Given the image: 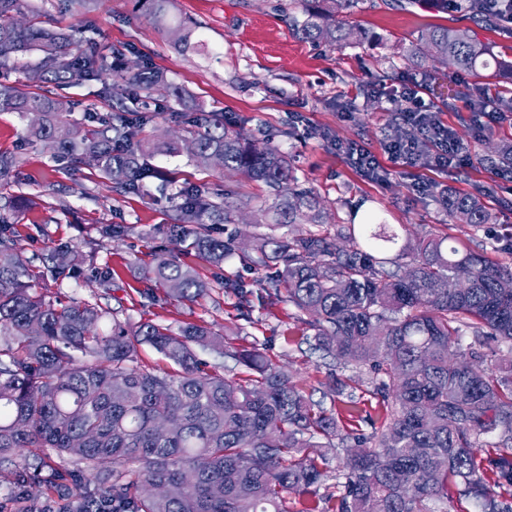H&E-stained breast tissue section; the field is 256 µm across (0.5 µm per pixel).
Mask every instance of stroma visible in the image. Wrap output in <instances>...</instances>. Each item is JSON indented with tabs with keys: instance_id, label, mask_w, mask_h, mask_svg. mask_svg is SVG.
<instances>
[{
	"instance_id": "stroma-1",
	"label": "stroma",
	"mask_w": 512,
	"mask_h": 512,
	"mask_svg": "<svg viewBox=\"0 0 512 512\" xmlns=\"http://www.w3.org/2000/svg\"><path fill=\"white\" fill-rule=\"evenodd\" d=\"M47 27L65 31L84 19L97 29L93 47L108 55L123 53L125 62L141 59L162 69L190 100L207 112L223 113L251 134L258 144L286 153L301 184L314 188L331 207L330 221L320 230L334 235L336 226L355 214L373 213L377 222L414 235L447 237L450 245L512 264V181L490 166L494 151L512 146V121L478 132L464 95L479 89L489 97L512 94V29L498 24L477 26L469 15L448 11L439 0H365L348 15V23L365 32V40L347 47L304 41L293 35L288 18L301 15L300 0H176L174 16L195 26L197 51L179 52L170 36L148 16L146 0H78L70 11L57 0H29ZM447 26L484 42L501 60L496 75L487 70L450 75L456 94L441 99L429 87L435 75L412 67L402 57L422 31ZM408 78L421 85V102L451 127L471 156L468 167L448 175L426 169L392 165L385 181L376 182L337 153L336 143L356 144L383 155L392 119L407 104L398 96L379 95L373 88H393ZM26 121L0 113V152L20 157L8 182L0 184V214L7 218L18 249L40 261L54 244L69 242L77 252V277L44 275L38 291L65 303L101 302L117 308L120 320L150 321L178 327L204 324L225 335L230 346L265 344L268 356L314 400H322L329 377L316 354L305 352L306 329L288 303L265 296L250 319L236 310L234 296L224 293L227 279H242L263 293L267 270H250L239 257L214 267L189 244L170 241L186 182L206 184L239 196L264 197L262 185L235 173L217 175L202 170L187 155L152 157L159 178H149L139 194L120 196L90 166L72 170L50 158L45 148L25 141ZM448 184L469 192L474 185L492 184L485 204L493 223L476 228L449 220L426 194L427 185ZM104 224H127L131 234L120 240L101 238ZM172 252L211 284V291L188 302L144 276L153 252ZM110 271L108 282L99 274Z\"/></svg>"
}]
</instances>
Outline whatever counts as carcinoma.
<instances>
[{
	"label": "carcinoma",
	"mask_w": 512,
	"mask_h": 512,
	"mask_svg": "<svg viewBox=\"0 0 512 512\" xmlns=\"http://www.w3.org/2000/svg\"><path fill=\"white\" fill-rule=\"evenodd\" d=\"M149 17L186 52L194 30L171 18L173 0H147ZM288 17L302 39L334 46L363 33L342 14L356 0ZM443 8L491 20L488 0H443ZM24 0H0V60L36 50L29 79L41 92L0 83V112L23 118L26 140L39 142L70 167L95 166L108 187L139 192L157 176V152L187 151L204 170L230 171L264 185L270 206L242 197L218 203L204 187L178 191V223L171 240L193 238L192 248L221 267L238 251L236 239L214 235L249 208L255 254L243 261L273 270L275 294L304 316L313 350L330 371L325 396L357 404L352 384L386 408L381 428L365 435L338 425L333 410L306 397L288 372L255 343L230 350L205 326L174 330L131 324L99 303L63 304L33 288L40 277L14 243L0 216V484L15 512H288V494L314 497L307 512H435L448 491L476 512H512V359L492 371L484 345H512V291L499 282L512 268L448 245V238H406L385 224L336 225V239L308 228L327 223L329 208L299 184L288 155L257 147L224 115L193 116L187 136L151 139L160 116L131 104L139 98H176L182 92L151 63L114 65L84 47L86 29L68 33L11 20ZM488 47L460 30L435 27L409 49L412 65L470 71L487 65ZM98 83L108 110L72 118L55 89ZM446 186L436 192L458 224H489L483 198ZM73 246L60 242L43 258L53 276L76 267ZM146 279L193 301L209 292L195 269L168 252L155 255ZM243 319L254 308L244 281L224 283ZM149 345L171 365L136 363ZM228 355L244 378L200 359L196 348ZM350 375L340 378L337 372ZM327 448L344 451L331 469ZM28 454H23V451ZM44 486L57 498L34 494Z\"/></svg>",
	"instance_id": "cac0c4a2"
}]
</instances>
